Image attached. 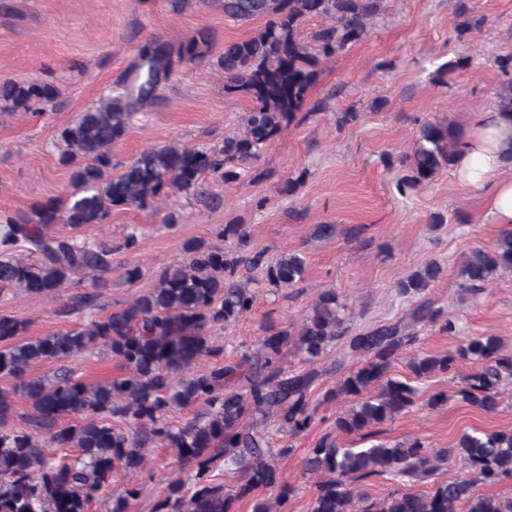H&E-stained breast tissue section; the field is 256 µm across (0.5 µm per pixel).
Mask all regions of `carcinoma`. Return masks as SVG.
Here are the masks:
<instances>
[{
	"instance_id": "obj_1",
	"label": "carcinoma",
	"mask_w": 512,
	"mask_h": 512,
	"mask_svg": "<svg viewBox=\"0 0 512 512\" xmlns=\"http://www.w3.org/2000/svg\"><path fill=\"white\" fill-rule=\"evenodd\" d=\"M389 0H224V11L238 19L269 17L263 29L224 45L218 66L224 70V92L238 93L252 103L242 132L224 138V145L192 149L177 144L143 151L118 173H112V144L124 136L131 121L158 97L176 68L199 61L208 52V35L200 31L174 47L148 42L138 51L116 89L81 113L60 133L66 145L64 164L77 163L73 191L50 199L25 214L0 217V289L18 287L30 295L61 288L80 272L110 270V251L93 242L46 233L52 224L81 228L103 224L114 207L152 208L174 190L203 192V176L224 182L240 178V170L289 126L303 110L319 74L321 60L361 41L370 23L388 11ZM327 25L312 41L302 34L308 18ZM55 85L34 79L0 82V109L30 112L53 101ZM460 134L446 121L427 122L402 163L401 185L410 189L428 183L444 166L455 163ZM26 243L40 260L27 264L16 258ZM183 264L166 269L153 288L125 308L91 321L87 326L36 339H21L26 323L0 316V374L18 380L14 391L31 403L32 429H4L12 409V393L0 390V512H87L98 494L112 483L115 472H133L146 462L148 444L157 442L177 451V459L193 464L190 487L169 484L168 494L154 512H236L237 501L258 489L276 492L256 499L252 512H285L293 489L283 483L270 448L268 421L296 436L310 428L314 412L308 394L317 378L314 370L288 373L282 353L291 333L265 329L256 355L235 364L218 363L202 373L191 371L204 356L216 357L209 330L230 324L248 313L254 295L239 267L263 263V253L235 257L199 243L184 246ZM512 271V230L502 232L488 248L475 247L463 258L460 277L480 290L504 272ZM306 261L297 253H282L267 266L269 283L292 287L304 279ZM434 262L398 285L402 296L415 297L438 278ZM418 323H433L438 313L424 300L413 312ZM335 294H324L303 323L296 341L313 362L339 336ZM417 336L399 324L382 325L349 338V350L364 357L342 375L330 398H353L355 405L336 416V431L359 438L367 429L410 410L418 389L409 379L391 377L393 360ZM102 345L122 364L121 374L89 383L68 371L51 377H30L37 364L71 358ZM471 358L481 367L464 378L460 399L485 412L499 407V384L512 378V357L500 354L494 336L470 337L456 354L415 356L409 367L415 379L446 373L455 357ZM249 371L242 372L244 364ZM203 413L179 427L168 414L190 406ZM71 417L65 427L58 421ZM118 419L124 426L112 425ZM77 448L75 459L49 457L38 445ZM453 457L475 473L472 479H439ZM237 467L243 483L234 494L214 479L215 463ZM305 471L320 476L308 512H512V498L479 494L475 485L512 477V431L463 433L455 447L431 450L415 438L393 444L378 441L345 448L330 435L320 438L304 460ZM385 476L397 484L431 485L424 493L394 489L379 501L359 491L357 482Z\"/></svg>"
}]
</instances>
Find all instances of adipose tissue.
Listing matches in <instances>:
<instances>
[{"label": "adipose tissue", "mask_w": 512, "mask_h": 512, "mask_svg": "<svg viewBox=\"0 0 512 512\" xmlns=\"http://www.w3.org/2000/svg\"><path fill=\"white\" fill-rule=\"evenodd\" d=\"M508 153L512 154V116L489 109L475 113L455 165L463 184L488 189L492 221L505 226L512 224V178L501 175Z\"/></svg>", "instance_id": "obj_1"}]
</instances>
